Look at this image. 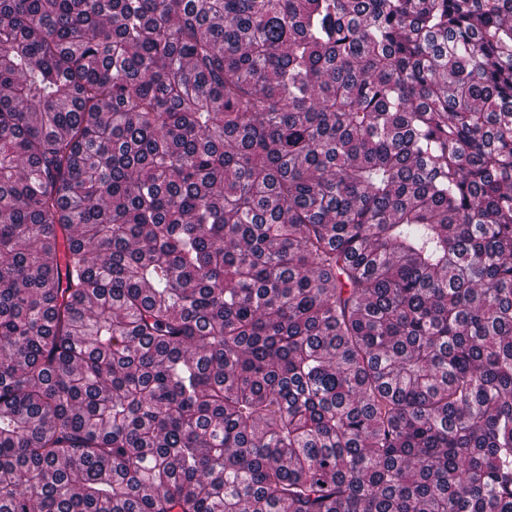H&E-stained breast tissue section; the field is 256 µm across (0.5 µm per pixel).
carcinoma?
<instances>
[{"instance_id": "carcinoma-1", "label": "carcinoma", "mask_w": 512, "mask_h": 512, "mask_svg": "<svg viewBox=\"0 0 512 512\" xmlns=\"http://www.w3.org/2000/svg\"><path fill=\"white\" fill-rule=\"evenodd\" d=\"M0 512H512V0H0Z\"/></svg>"}]
</instances>
